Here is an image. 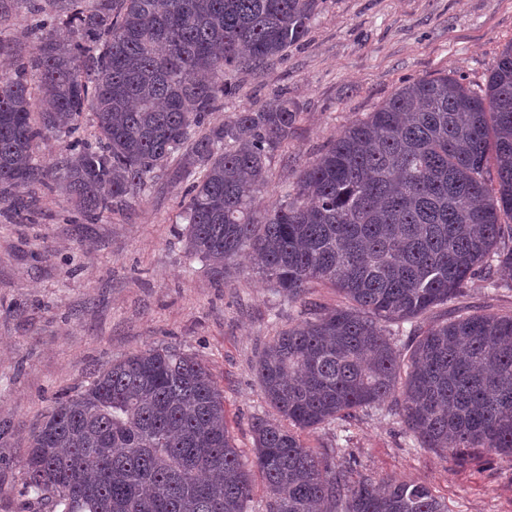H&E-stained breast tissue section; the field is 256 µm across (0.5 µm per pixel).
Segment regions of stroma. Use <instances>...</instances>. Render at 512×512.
Listing matches in <instances>:
<instances>
[{"instance_id": "1", "label": "stroma", "mask_w": 512, "mask_h": 512, "mask_svg": "<svg viewBox=\"0 0 512 512\" xmlns=\"http://www.w3.org/2000/svg\"><path fill=\"white\" fill-rule=\"evenodd\" d=\"M512 44V0H321L309 32L284 60L259 71L229 69L232 93L216 123L286 94L298 118L273 156L260 204L271 207L350 123L403 85L449 75L484 87ZM7 54L38 47L30 15L17 5L0 25ZM186 185L172 172L123 207L79 223L57 189L35 192L32 223L17 224L0 204V512H48L26 493L30 437L57 395L74 394L92 374L148 348L172 346L211 368L224 392L233 442L254 457L252 424L273 416L254 375L278 330L300 317L281 302L250 261L217 282L190 257L181 202ZM498 288L473 280L463 297L428 313L423 327L453 311L512 314V269ZM305 444L354 474L428 485L448 512H512V458L482 448L458 460L418 448L390 405L353 421L304 432Z\"/></svg>"}]
</instances>
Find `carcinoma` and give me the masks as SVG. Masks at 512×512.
Listing matches in <instances>:
<instances>
[{"label":"carcinoma","mask_w":512,"mask_h":512,"mask_svg":"<svg viewBox=\"0 0 512 512\" xmlns=\"http://www.w3.org/2000/svg\"><path fill=\"white\" fill-rule=\"evenodd\" d=\"M28 2L39 50L0 76L1 204L19 215L23 192L60 187L94 220L181 152L190 256L222 280L251 253L292 306L316 284L342 297L280 330L256 361L278 414L254 422L267 512H448L424 484L355 480L300 439L386 402L421 448L512 457V314L420 327L473 278L496 288L495 267H512V45L481 94L447 76L402 86L259 215L298 113L280 96L223 123L210 115L231 93L224 70L281 59L318 0ZM88 107L96 139L33 164L38 140L76 130ZM23 480L50 512H248L253 494L224 391L204 361L169 347L116 361L57 402L31 435Z\"/></svg>","instance_id":"1"}]
</instances>
